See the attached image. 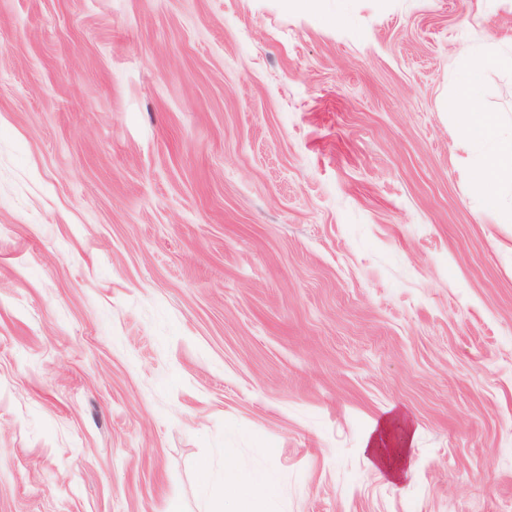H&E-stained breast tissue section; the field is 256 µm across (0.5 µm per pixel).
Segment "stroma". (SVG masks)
<instances>
[{"instance_id": "1", "label": "stroma", "mask_w": 512, "mask_h": 512, "mask_svg": "<svg viewBox=\"0 0 512 512\" xmlns=\"http://www.w3.org/2000/svg\"><path fill=\"white\" fill-rule=\"evenodd\" d=\"M511 46L512 0H0V512H207L228 461L511 506L512 196L451 110ZM398 428L399 434L395 441H392V431ZM414 433L405 427L398 419L394 417H383L376 423L367 437L366 460L370 465L385 463L387 457V450L392 447L395 448L396 454L399 456L400 461L405 460L406 452L410 448L413 440Z\"/></svg>"}]
</instances>
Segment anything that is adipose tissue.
I'll list each match as a JSON object with an SVG mask.
<instances>
[{
    "instance_id": "adipose-tissue-1",
    "label": "adipose tissue",
    "mask_w": 512,
    "mask_h": 512,
    "mask_svg": "<svg viewBox=\"0 0 512 512\" xmlns=\"http://www.w3.org/2000/svg\"><path fill=\"white\" fill-rule=\"evenodd\" d=\"M491 65L512 69V51L474 55L455 98L454 110L460 124L484 148L477 169L478 190L484 194H500L512 189V136H503L495 113L480 111L475 106L481 75ZM412 440V431L401 426L398 419L383 417L367 437L366 460L372 465L385 462L391 448L398 456H405ZM203 493L210 512H256L257 500L275 499L276 483L270 473L248 475L228 464L221 477L204 483Z\"/></svg>"
}]
</instances>
